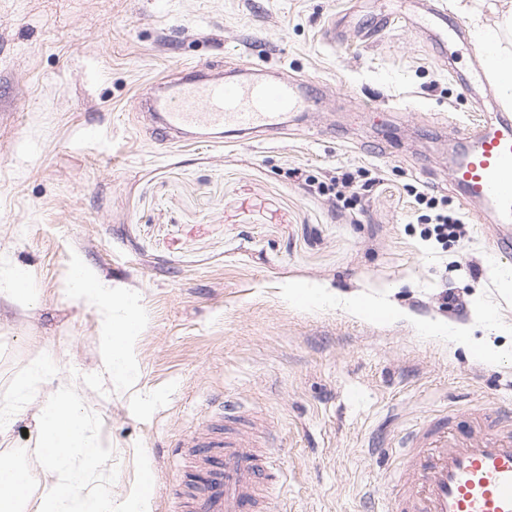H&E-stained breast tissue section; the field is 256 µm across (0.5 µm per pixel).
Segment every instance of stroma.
Returning <instances> with one entry per match:
<instances>
[{
    "instance_id": "obj_1",
    "label": "stroma",
    "mask_w": 512,
    "mask_h": 512,
    "mask_svg": "<svg viewBox=\"0 0 512 512\" xmlns=\"http://www.w3.org/2000/svg\"><path fill=\"white\" fill-rule=\"evenodd\" d=\"M456 2L442 0L472 37L512 13ZM392 12L401 23L375 30ZM420 13L418 0H0V289L21 271L33 290L24 305L0 296V407L15 411L0 453L40 477V403L13 386L49 351L61 377L88 381L82 406L110 450L97 482L121 498L149 478L152 512H182L175 476L201 487L174 445L227 395L278 439L267 512H361L391 464L375 437L451 400L512 404V258L449 192L437 141L438 125L482 114ZM214 60L325 95L271 138L154 144L137 97ZM345 172L355 185L318 190ZM419 191L461 218L448 247L421 237ZM77 265L135 301L132 388L100 374L107 321L73 297ZM437 323L505 359L480 361Z\"/></svg>"
}]
</instances>
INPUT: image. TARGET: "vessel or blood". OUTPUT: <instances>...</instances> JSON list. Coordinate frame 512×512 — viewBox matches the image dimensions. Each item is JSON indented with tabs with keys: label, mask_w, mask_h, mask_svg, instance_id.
<instances>
[{
	"label": "vessel or blood",
	"mask_w": 512,
	"mask_h": 512,
	"mask_svg": "<svg viewBox=\"0 0 512 512\" xmlns=\"http://www.w3.org/2000/svg\"><path fill=\"white\" fill-rule=\"evenodd\" d=\"M440 32L468 44L463 24L445 10L428 8ZM224 66L185 64L165 85L164 94L142 98L153 140L186 142L191 129L228 130L240 135L275 136L289 113L310 109L317 90L288 78L275 82L217 79ZM462 96L488 88L480 69L456 73ZM448 184L464 205L475 208L477 223L488 224L498 252L512 256V108L491 98L482 122L458 133ZM239 406L224 405V430L180 440L178 454L198 449L197 465L207 470L192 512H262L277 481L269 463V437L255 438L238 427ZM391 449L396 466L393 486L379 495L370 512H512V407L472 404L448 407L426 416L396 436Z\"/></svg>",
	"instance_id": "b4317fda"
}]
</instances>
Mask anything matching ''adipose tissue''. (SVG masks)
Segmentation results:
<instances>
[{
  "label": "adipose tissue",
  "mask_w": 512,
  "mask_h": 512,
  "mask_svg": "<svg viewBox=\"0 0 512 512\" xmlns=\"http://www.w3.org/2000/svg\"><path fill=\"white\" fill-rule=\"evenodd\" d=\"M512 32V14L505 16L498 30L487 31L488 64L497 74L502 92L512 94V53L500 47L502 35ZM137 324L123 318L104 336L101 353L110 382L130 386L137 380L132 346ZM52 386L35 418L36 439L45 448V481L36 512H151V495L146 484L134 487L119 503L106 488L90 490L96 469L108 456L104 443L95 437L81 406L82 386L77 379L61 380L52 357L46 356L28 369L14 387L18 400L38 396L41 386Z\"/></svg>",
  "instance_id": "adipose-tissue-1"
}]
</instances>
